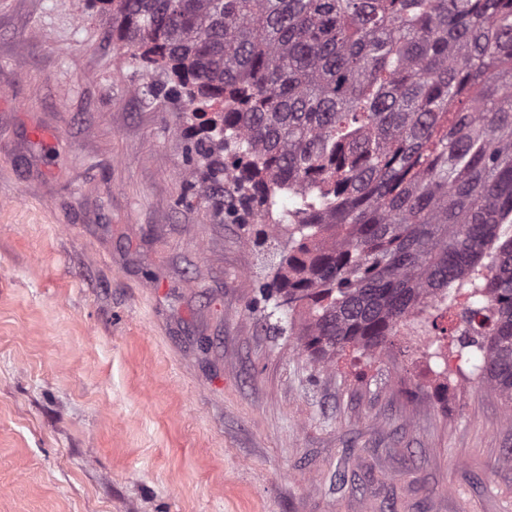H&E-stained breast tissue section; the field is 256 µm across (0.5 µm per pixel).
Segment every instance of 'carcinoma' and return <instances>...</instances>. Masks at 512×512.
Listing matches in <instances>:
<instances>
[{
    "label": "carcinoma",
    "mask_w": 512,
    "mask_h": 512,
    "mask_svg": "<svg viewBox=\"0 0 512 512\" xmlns=\"http://www.w3.org/2000/svg\"><path fill=\"white\" fill-rule=\"evenodd\" d=\"M208 114L243 215L294 195L260 286L324 363L467 298L459 356L512 410V0H87Z\"/></svg>",
    "instance_id": "1"
}]
</instances>
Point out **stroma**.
<instances>
[{"label": "stroma", "instance_id": "obj_1", "mask_svg": "<svg viewBox=\"0 0 512 512\" xmlns=\"http://www.w3.org/2000/svg\"><path fill=\"white\" fill-rule=\"evenodd\" d=\"M86 0H0V512H512V412L412 324L333 368Z\"/></svg>", "mask_w": 512, "mask_h": 512}]
</instances>
